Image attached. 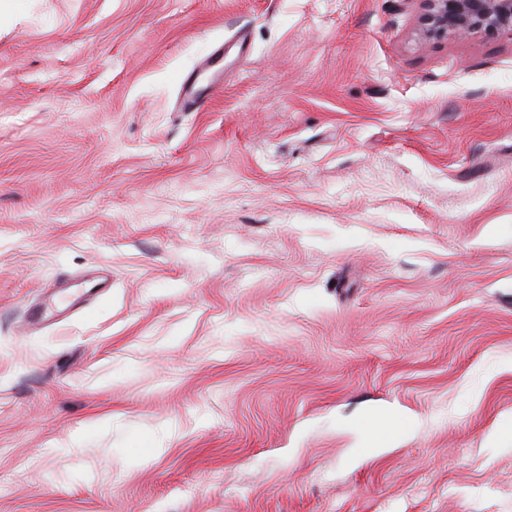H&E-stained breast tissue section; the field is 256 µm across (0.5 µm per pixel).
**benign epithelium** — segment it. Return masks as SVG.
<instances>
[{
  "instance_id": "benign-epithelium-1",
  "label": "benign epithelium",
  "mask_w": 512,
  "mask_h": 512,
  "mask_svg": "<svg viewBox=\"0 0 512 512\" xmlns=\"http://www.w3.org/2000/svg\"><path fill=\"white\" fill-rule=\"evenodd\" d=\"M422 31L428 38L493 35L512 28V0H425Z\"/></svg>"
}]
</instances>
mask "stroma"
Instances as JSON below:
<instances>
[{
  "instance_id": "35a3bbf8",
  "label": "stroma",
  "mask_w": 512,
  "mask_h": 512,
  "mask_svg": "<svg viewBox=\"0 0 512 512\" xmlns=\"http://www.w3.org/2000/svg\"><path fill=\"white\" fill-rule=\"evenodd\" d=\"M424 11L0 0V512H512V31Z\"/></svg>"
}]
</instances>
